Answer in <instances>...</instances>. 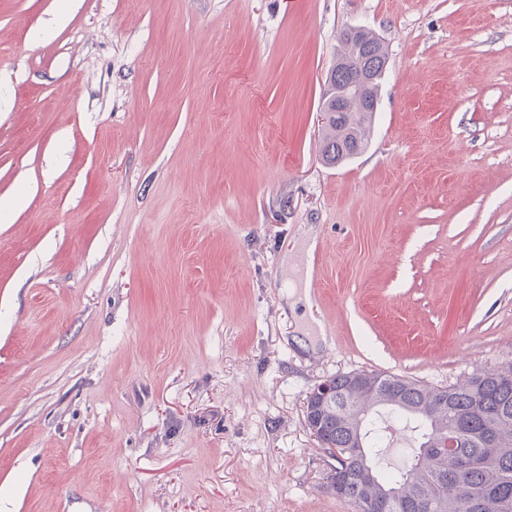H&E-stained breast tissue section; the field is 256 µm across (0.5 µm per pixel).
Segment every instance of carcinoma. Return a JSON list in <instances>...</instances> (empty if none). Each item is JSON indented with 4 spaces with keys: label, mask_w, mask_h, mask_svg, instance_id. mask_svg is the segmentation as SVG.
I'll return each instance as SVG.
<instances>
[{
    "label": "carcinoma",
    "mask_w": 512,
    "mask_h": 512,
    "mask_svg": "<svg viewBox=\"0 0 512 512\" xmlns=\"http://www.w3.org/2000/svg\"><path fill=\"white\" fill-rule=\"evenodd\" d=\"M337 52L375 62V76L382 79L387 60L383 41L365 30L351 42L339 39ZM331 112L325 123L322 158L325 164H343L366 148L374 112ZM380 385L358 395L352 374L330 379L335 387L334 406L323 410L321 445L338 456L339 467L327 475V488L366 512L368 499L394 487H404L392 512H512V376L499 370L476 372L446 387L395 375L377 373ZM370 412L362 424V439L355 430L359 409ZM411 425L419 446L399 468L388 466L386 426ZM448 436L451 447H435V439ZM472 459L466 471L455 459Z\"/></svg>",
    "instance_id": "cac0c4a2"
}]
</instances>
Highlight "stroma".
Instances as JSON below:
<instances>
[{"mask_svg": "<svg viewBox=\"0 0 512 512\" xmlns=\"http://www.w3.org/2000/svg\"><path fill=\"white\" fill-rule=\"evenodd\" d=\"M351 25L387 67L333 167ZM14 197L0 512H353L318 383L512 365V0H0ZM343 64L350 67L354 74L353 82L350 86L357 87V94L343 92L336 94V110L330 105V102L321 105V120L325 123L324 145L322 158L325 164L335 166L343 164L354 155L362 153L366 148L371 127L373 123L374 112H346L343 104L349 97L362 99L365 104L371 101L372 78L368 68H363L346 61L344 58L337 59L336 65ZM365 95L366 97L362 98Z\"/></svg>", "mask_w": 512, "mask_h": 512, "instance_id": "obj_1", "label": "stroma"}]
</instances>
